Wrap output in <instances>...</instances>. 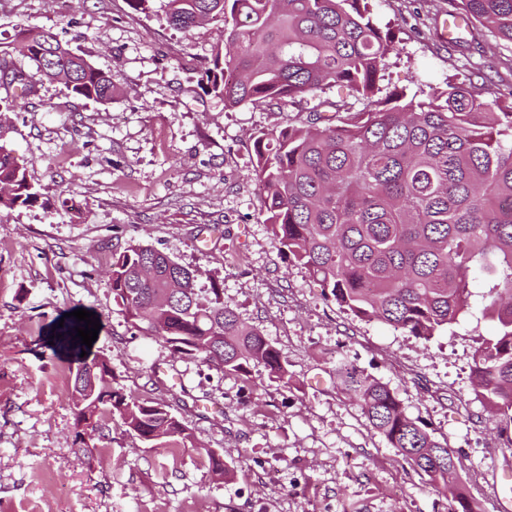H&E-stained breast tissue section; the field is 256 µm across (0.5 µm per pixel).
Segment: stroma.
<instances>
[{"label":"stroma","instance_id":"stroma-1","mask_svg":"<svg viewBox=\"0 0 512 512\" xmlns=\"http://www.w3.org/2000/svg\"><path fill=\"white\" fill-rule=\"evenodd\" d=\"M394 50L379 98L428 99L447 84L491 100L512 88V42L475 27L462 45L440 39L449 0H369ZM51 29L118 92L101 104L41 80L19 110L0 109V143L30 161L48 208L0 214V512H448V501L375 433L336 389L331 355L348 357L398 395L407 413L447 439L483 512L512 496V450L473 390L471 366L496 324L480 312L431 341L355 317L291 265L260 215L253 139L306 119L331 87L282 110L225 107L201 83L218 34L173 28L162 0H0V42L17 25ZM154 247L196 275L224 283V301L289 362L291 387L264 371L251 383L203 360L132 336L112 298L114 252ZM75 307L98 315L94 354L112 386L168 405L194 438L151 447L106 423L73 451L69 362L47 342L53 319ZM236 472L216 479L206 449Z\"/></svg>","mask_w":512,"mask_h":512}]
</instances>
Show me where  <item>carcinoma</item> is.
Here are the masks:
<instances>
[{
  "label": "carcinoma",
  "instance_id": "1",
  "mask_svg": "<svg viewBox=\"0 0 512 512\" xmlns=\"http://www.w3.org/2000/svg\"><path fill=\"white\" fill-rule=\"evenodd\" d=\"M173 27L201 22L219 32L202 72L203 88L241 104L282 109L332 84L373 101L392 40L369 17L368 0H163ZM465 25L512 41V0H460ZM22 56L35 76L13 65ZM58 81L76 97L112 101V74L97 69L52 31L19 28L0 46V86L34 92V79ZM289 122L254 141L261 214L291 263L327 297L361 319H377L430 341L459 322L480 297L498 323L474 356V389L488 411L512 424V91L492 101L450 84L428 101L404 94L353 111ZM29 161L0 144V213L50 205L27 178ZM112 297L135 336L199 357L245 382L261 367L288 386V362L259 329L224 303V282L202 292L194 272L151 246L112 254ZM484 292L476 294L477 287ZM85 322L53 321L56 346L71 355L73 393L85 398L76 420L92 431L112 418L141 442L186 448L192 436L170 408L144 403L110 383L107 362L82 369ZM336 388L352 395L371 428L414 470L450 498L448 512H482L465 492L455 451L395 392L343 356Z\"/></svg>",
  "mask_w": 512,
  "mask_h": 512
}]
</instances>
